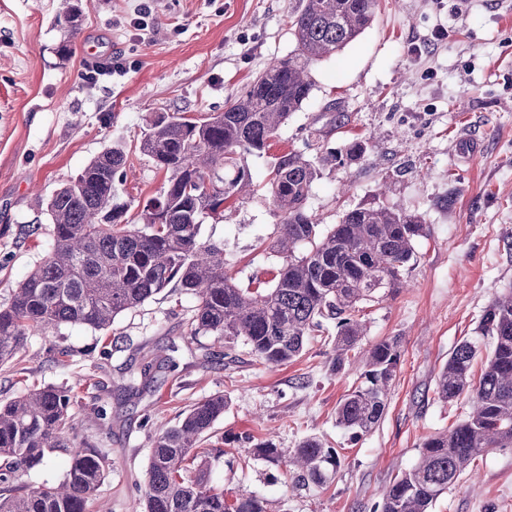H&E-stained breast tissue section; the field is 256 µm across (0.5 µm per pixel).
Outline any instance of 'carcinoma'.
<instances>
[{
    "instance_id": "cac0c4a2",
    "label": "carcinoma",
    "mask_w": 512,
    "mask_h": 512,
    "mask_svg": "<svg viewBox=\"0 0 512 512\" xmlns=\"http://www.w3.org/2000/svg\"><path fill=\"white\" fill-rule=\"evenodd\" d=\"M378 0H296L290 13L297 49L251 82L224 111L203 117L181 112L160 115L139 145L165 178L158 194L130 215L117 202L128 157L104 151L74 181L47 202L54 236L44 261L0 308V365L14 359L31 333L59 324L105 330L126 310L167 288H183L197 300L189 335L228 340L244 338L267 366L297 358L322 320H336L330 370L339 372L359 359L366 383L342 399L336 421L357 440L380 422L388 386L400 358L396 336L360 347L364 324L357 305L377 294H393L416 261L415 243L423 218L403 209L357 207L322 231L306 209L321 167L343 163L334 152L312 160L292 150L274 158L268 189L276 216L269 246L281 265L262 292L236 283L224 263V244L204 241L202 224L224 218V203L251 191L246 154L262 156L281 126L309 99L313 81L308 65L336 55L373 22ZM79 0H61L60 26L76 31ZM493 349L479 378L473 366L474 342L453 349L436 383L442 401L463 395L471 411L452 429L424 440L418 463L396 476L372 512H430L486 449L512 445V292L494 299L480 323ZM80 396L73 387L47 386L0 403V512H88L108 477V455L100 448L70 441ZM228 405L214 394L192 406L174 425L155 433L145 488L138 489L140 512H268L265 499L242 494L228 503L210 482L206 448L215 422ZM68 456L62 480L27 488L21 473L46 455ZM254 454L277 461L281 452L267 440ZM288 465L298 481L322 484L341 460L316 438L301 441Z\"/></svg>"
}]
</instances>
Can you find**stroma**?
<instances>
[{"mask_svg":"<svg viewBox=\"0 0 512 512\" xmlns=\"http://www.w3.org/2000/svg\"><path fill=\"white\" fill-rule=\"evenodd\" d=\"M85 0L76 31L55 26L59 0H0V308L42 262L54 226L46 203L107 149L131 164L121 201L144 203L163 179L137 150L158 114L223 111L274 61L292 54L295 0ZM379 0L376 17L336 56L309 65L313 89L269 154L245 156L250 195L230 200L203 238L224 245L240 287L271 280L279 260L265 250L277 217L268 192L274 155L297 150L363 156L322 170L306 202L322 227L345 211L377 204L421 215L417 262L399 292L360 304L363 345L400 337V359L378 426L351 440L336 422L339 401L362 382L354 362L334 373V322L294 361L259 364L243 341L187 333L195 299L164 292L118 315L111 327L60 325L29 336L0 367V401L32 389L91 380L73 436L107 453L111 472L98 501L135 512L152 437L195 403L221 393L229 405L214 425L211 481L227 500L254 493L269 512H370L397 473L418 461L423 440L450 429L468 398L439 401L438 374L465 338L479 341L474 372L491 352L478 327L486 307L512 289V0ZM447 39L436 42L433 32ZM70 41L68 56L57 54ZM124 55V73L87 84L85 64ZM345 123L327 137L329 104ZM72 352L65 363L57 349ZM153 362L151 380L140 370ZM109 426H100L96 406ZM336 449L340 468L324 485L299 486L287 457L305 437ZM270 440L279 461L255 456ZM432 512H512V447L490 448L443 494Z\"/></svg>","mask_w":512,"mask_h":512,"instance_id":"obj_1","label":"stroma"}]
</instances>
